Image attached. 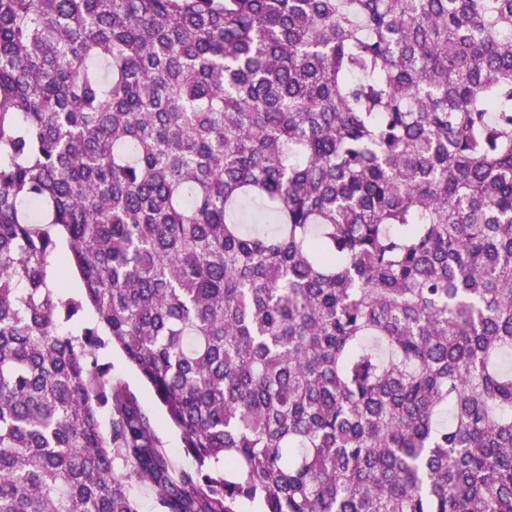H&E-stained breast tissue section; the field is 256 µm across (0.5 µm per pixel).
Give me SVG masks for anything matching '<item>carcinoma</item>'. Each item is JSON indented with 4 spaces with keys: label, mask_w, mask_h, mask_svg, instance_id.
Segmentation results:
<instances>
[{
    "label": "carcinoma",
    "mask_w": 512,
    "mask_h": 512,
    "mask_svg": "<svg viewBox=\"0 0 512 512\" xmlns=\"http://www.w3.org/2000/svg\"><path fill=\"white\" fill-rule=\"evenodd\" d=\"M132 478L512 512V0H0V512ZM101 362L111 366V375L114 382H120L129 388L136 396L142 410L148 414L157 424V434L177 466L189 467L192 465V458L182 450L180 433L171 427L163 414L159 402L155 399L152 391L139 378L138 374L131 368L123 353L109 345L98 351Z\"/></svg>",
    "instance_id": "carcinoma-1"
}]
</instances>
